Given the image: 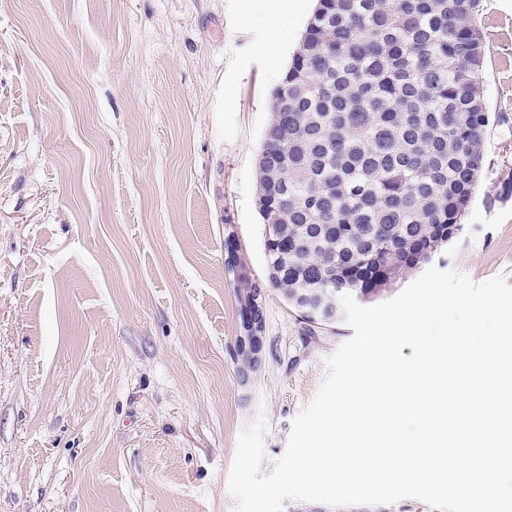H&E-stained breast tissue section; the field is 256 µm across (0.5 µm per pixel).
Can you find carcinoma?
Returning a JSON list of instances; mask_svg holds the SVG:
<instances>
[{
    "label": "carcinoma",
    "instance_id": "carcinoma-1",
    "mask_svg": "<svg viewBox=\"0 0 512 512\" xmlns=\"http://www.w3.org/2000/svg\"><path fill=\"white\" fill-rule=\"evenodd\" d=\"M478 4L317 0L257 160L266 279L289 307L338 288L371 300L460 228L492 120Z\"/></svg>",
    "mask_w": 512,
    "mask_h": 512
}]
</instances>
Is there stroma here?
<instances>
[{
  "mask_svg": "<svg viewBox=\"0 0 512 512\" xmlns=\"http://www.w3.org/2000/svg\"><path fill=\"white\" fill-rule=\"evenodd\" d=\"M315 5L0 0V512H236L241 431L265 416L263 473L284 454L354 331L307 330L267 288L261 364L241 381L224 239L264 284L257 156ZM477 22L499 121L431 264L512 285V0H480Z\"/></svg>",
  "mask_w": 512,
  "mask_h": 512,
  "instance_id": "obj_1",
  "label": "stroma"
}]
</instances>
